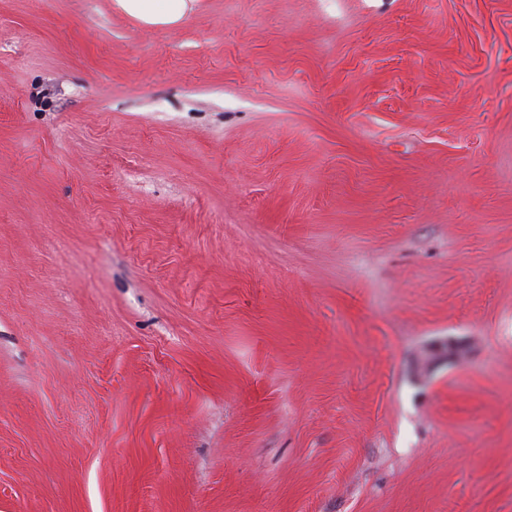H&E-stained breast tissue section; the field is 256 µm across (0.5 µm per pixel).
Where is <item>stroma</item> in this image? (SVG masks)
<instances>
[{
    "label": "stroma",
    "instance_id": "stroma-1",
    "mask_svg": "<svg viewBox=\"0 0 512 512\" xmlns=\"http://www.w3.org/2000/svg\"><path fill=\"white\" fill-rule=\"evenodd\" d=\"M0 512H512V0H0ZM117 7L148 25L173 24L182 19L187 0H116Z\"/></svg>",
    "mask_w": 512,
    "mask_h": 512
}]
</instances>
